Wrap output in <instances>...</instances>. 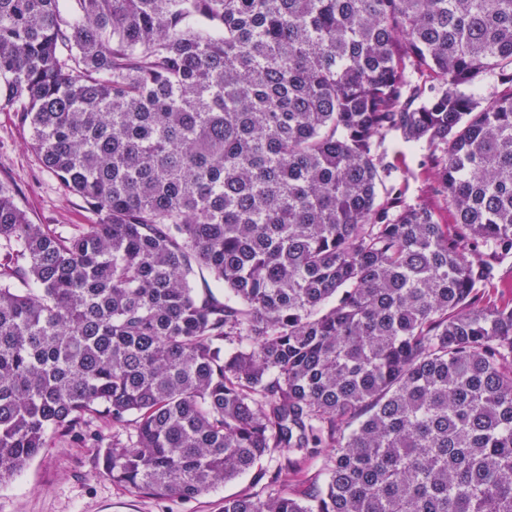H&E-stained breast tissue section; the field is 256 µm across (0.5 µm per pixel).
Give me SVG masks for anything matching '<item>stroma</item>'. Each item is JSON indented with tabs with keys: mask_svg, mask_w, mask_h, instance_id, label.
Listing matches in <instances>:
<instances>
[{
	"mask_svg": "<svg viewBox=\"0 0 512 512\" xmlns=\"http://www.w3.org/2000/svg\"><path fill=\"white\" fill-rule=\"evenodd\" d=\"M406 182L408 199L427 200L441 223L454 221L450 204L432 196L431 166L422 165L429 146L412 148L390 133L379 145ZM0 182L10 185L18 204L37 224L69 229L89 224L94 216L79 196L64 190L46 172L29 146V131L13 113L0 112ZM96 451L80 442H52L7 484L0 486V512H222L225 498L249 489L250 476H242L196 498L159 499L131 494L112 484L92 459Z\"/></svg>",
	"mask_w": 512,
	"mask_h": 512,
	"instance_id": "stroma-1",
	"label": "stroma"
}]
</instances>
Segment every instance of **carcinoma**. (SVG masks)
<instances>
[{"mask_svg": "<svg viewBox=\"0 0 512 512\" xmlns=\"http://www.w3.org/2000/svg\"><path fill=\"white\" fill-rule=\"evenodd\" d=\"M0 112L95 215L0 183V485L69 438L134 494L252 474L223 512H512V0H0ZM379 149L385 151L388 160L398 167L395 176L407 179L406 197L409 200L425 199L438 214L441 224H454V211L449 201L447 204L431 194L432 166H420L424 155L431 157L432 149L425 144L420 148H411L396 133L387 134L379 144Z\"/></svg>", "mask_w": 512, "mask_h": 512, "instance_id": "carcinoma-1", "label": "carcinoma"}]
</instances>
